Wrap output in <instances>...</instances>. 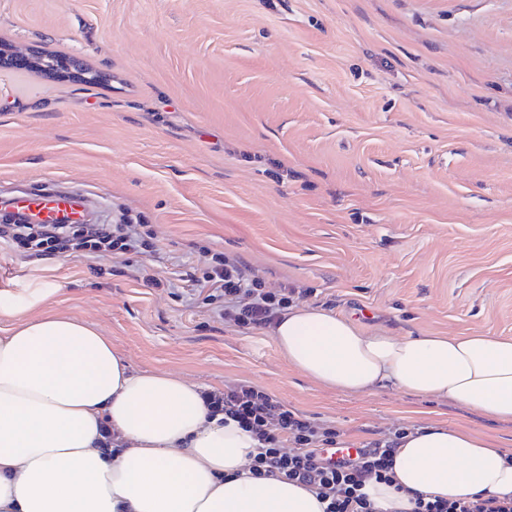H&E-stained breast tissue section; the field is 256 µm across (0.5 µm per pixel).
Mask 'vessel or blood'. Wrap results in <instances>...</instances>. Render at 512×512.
Instances as JSON below:
<instances>
[{
    "instance_id": "vessel-or-blood-1",
    "label": "vessel or blood",
    "mask_w": 512,
    "mask_h": 512,
    "mask_svg": "<svg viewBox=\"0 0 512 512\" xmlns=\"http://www.w3.org/2000/svg\"><path fill=\"white\" fill-rule=\"evenodd\" d=\"M0 218L20 224H88L92 221L82 196L40 191L0 197Z\"/></svg>"
}]
</instances>
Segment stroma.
Instances as JSON below:
<instances>
[{"mask_svg": "<svg viewBox=\"0 0 512 512\" xmlns=\"http://www.w3.org/2000/svg\"><path fill=\"white\" fill-rule=\"evenodd\" d=\"M0 41L111 82L0 69V194L80 190L157 253L45 259L0 243V289L52 276L51 311L138 371L249 382L361 448L398 428L512 424L392 387L323 388L270 332L134 280L205 251L296 305L392 335L512 336V0H0Z\"/></svg>", "mask_w": 512, "mask_h": 512, "instance_id": "stroma-1", "label": "stroma"}]
</instances>
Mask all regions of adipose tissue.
<instances>
[{"instance_id":"ef3b65f1","label":"adipose tissue","mask_w":512,"mask_h":512,"mask_svg":"<svg viewBox=\"0 0 512 512\" xmlns=\"http://www.w3.org/2000/svg\"><path fill=\"white\" fill-rule=\"evenodd\" d=\"M61 291L0 290V512H323L305 487L251 475L255 439L208 417L199 385L134 370L92 324L47 312ZM272 336L326 388L395 387L512 423V338L398 337L303 306ZM392 472L364 487L376 512H410L418 494L512 497V453L462 427L407 432Z\"/></svg>"}]
</instances>
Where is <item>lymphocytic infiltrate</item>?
<instances>
[{
  "label": "lymphocytic infiltrate",
  "instance_id": "1",
  "mask_svg": "<svg viewBox=\"0 0 512 512\" xmlns=\"http://www.w3.org/2000/svg\"><path fill=\"white\" fill-rule=\"evenodd\" d=\"M145 224H1L0 242L15 244L40 256L109 251L115 255L154 252ZM295 289L267 290L239 260L223 253L205 254L197 274L182 292L189 305L247 330L273 327L292 307ZM208 416L224 415L252 434L257 442L250 472L257 477L284 478L313 490L324 512H375L363 487L367 480L390 482L391 455L403 436L376 441L351 460L328 463L323 449L337 445L335 428L288 408L257 386L241 382L201 392ZM411 512H512V498L479 495L457 500L415 496Z\"/></svg>",
  "mask_w": 512,
  "mask_h": 512
}]
</instances>
